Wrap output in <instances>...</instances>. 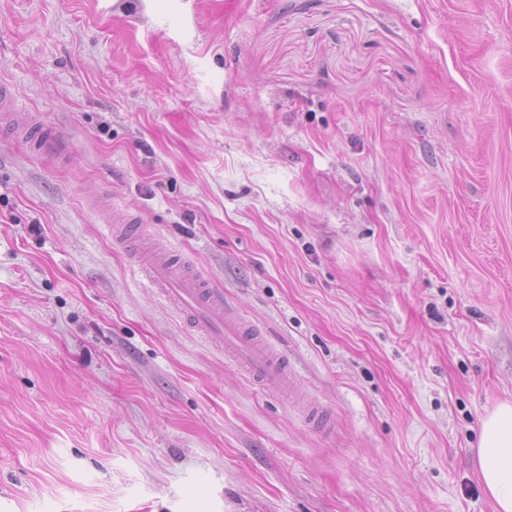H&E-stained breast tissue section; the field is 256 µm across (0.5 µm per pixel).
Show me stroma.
Segmentation results:
<instances>
[{"label":"stroma","instance_id":"35a3bbf8","mask_svg":"<svg viewBox=\"0 0 512 512\" xmlns=\"http://www.w3.org/2000/svg\"><path fill=\"white\" fill-rule=\"evenodd\" d=\"M0 83L32 120L0 124V512H495L512 0H0ZM153 246L326 429L189 328Z\"/></svg>","mask_w":512,"mask_h":512}]
</instances>
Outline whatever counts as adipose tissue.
<instances>
[{
  "label": "adipose tissue",
  "instance_id": "1",
  "mask_svg": "<svg viewBox=\"0 0 512 512\" xmlns=\"http://www.w3.org/2000/svg\"><path fill=\"white\" fill-rule=\"evenodd\" d=\"M476 460L496 512H512V401L498 403L484 418Z\"/></svg>",
  "mask_w": 512,
  "mask_h": 512
}]
</instances>
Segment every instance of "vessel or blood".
Here are the masks:
<instances>
[{
	"instance_id": "b4317fda",
	"label": "vessel or blood",
	"mask_w": 512,
	"mask_h": 512,
	"mask_svg": "<svg viewBox=\"0 0 512 512\" xmlns=\"http://www.w3.org/2000/svg\"><path fill=\"white\" fill-rule=\"evenodd\" d=\"M151 285L208 341L231 355L260 387L289 385L286 363L254 335L247 323L224 305V292L209 287L193 272L173 264L168 255L144 263Z\"/></svg>"
}]
</instances>
